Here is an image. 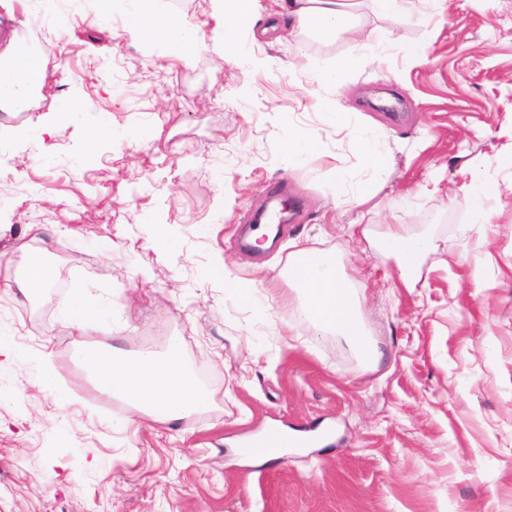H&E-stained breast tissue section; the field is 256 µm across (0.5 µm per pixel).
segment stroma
Returning <instances> with one entry per match:
<instances>
[{
  "instance_id": "obj_1",
  "label": "stroma",
  "mask_w": 512,
  "mask_h": 512,
  "mask_svg": "<svg viewBox=\"0 0 512 512\" xmlns=\"http://www.w3.org/2000/svg\"><path fill=\"white\" fill-rule=\"evenodd\" d=\"M162 6L190 24L187 59L99 0H0V58L42 40L48 75L29 111L0 114V336L50 351L72 395L59 406L0 356V512H512V0H440L428 19L418 0L393 16L362 0L394 51L332 90L341 127L312 72L353 54L348 38L277 41L275 0H255L228 48L212 0ZM287 128L316 140L308 164H289ZM356 128L385 164L364 206L334 192L366 177ZM475 180L494 189L484 232ZM276 194L296 216L252 252L243 228ZM391 227L433 241L415 269L375 246ZM306 236L351 277L378 361L301 319L285 272ZM26 247L56 262L32 296L14 285ZM217 262L256 280L266 322L208 275ZM78 289L111 313L91 340L131 356L179 338L208 407L160 423L104 391L72 356ZM272 424L311 441L272 460L239 448Z\"/></svg>"
}]
</instances>
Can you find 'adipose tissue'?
I'll return each mask as SVG.
<instances>
[{
  "mask_svg": "<svg viewBox=\"0 0 512 512\" xmlns=\"http://www.w3.org/2000/svg\"><path fill=\"white\" fill-rule=\"evenodd\" d=\"M224 18V44L235 45L239 35L254 25L252 0H215ZM112 12L128 19V33L140 40L158 42L171 51L184 47L185 22L173 20L158 4L144 12H128L125 0H105ZM353 0H279L289 31L320 34H349L355 41L354 55L337 59L335 66L315 72L314 82L323 90L315 106L335 125L345 124L348 115L329 97L340 78L357 62L382 61L388 48L366 33L354 13ZM288 274L297 283L304 302L301 315L319 333L357 335L359 303L352 296V284L338 271L333 253L309 246L307 240L295 242L289 257ZM78 362L93 367L99 384L113 394L132 399L150 417L172 423L202 409L209 401L208 390L184 364L179 339H172L164 353L146 351L129 359L119 354L84 345L76 346Z\"/></svg>",
  "mask_w": 512,
  "mask_h": 512,
  "instance_id": "obj_1",
  "label": "adipose tissue"
}]
</instances>
